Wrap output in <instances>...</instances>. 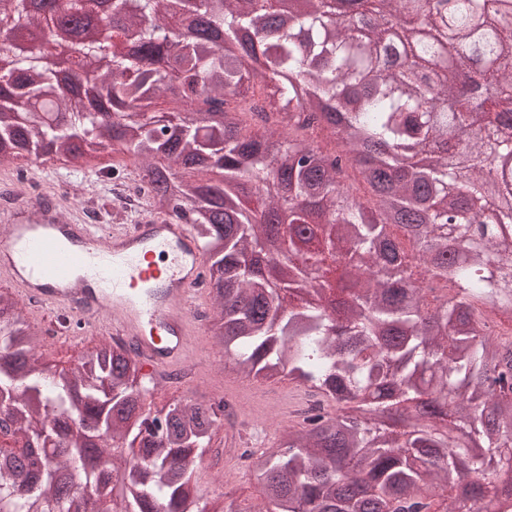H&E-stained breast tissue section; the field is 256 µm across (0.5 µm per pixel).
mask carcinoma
Masks as SVG:
<instances>
[{
    "instance_id": "1",
    "label": "carcinoma",
    "mask_w": 512,
    "mask_h": 512,
    "mask_svg": "<svg viewBox=\"0 0 512 512\" xmlns=\"http://www.w3.org/2000/svg\"><path fill=\"white\" fill-rule=\"evenodd\" d=\"M308 2L302 20L276 26L236 0H192L206 36L171 42L158 33L175 22L163 0H135L136 38L101 58L106 93L80 106L37 55L20 57L0 88V163L107 142L136 160L139 206L114 210L102 192V210L191 216L224 355L245 379L287 375L319 402L282 425L275 448L246 455L273 512H512V462L499 454L512 445V343L490 319H512V176L488 183L489 150L512 156V21L479 31L469 20L482 2L455 0L394 67L391 24L423 0H378L373 37L329 0ZM42 3L33 14L0 0V19L56 24L60 0ZM211 31L245 33L265 70ZM443 51L451 71L423 76L421 60ZM480 58L487 69L459 95L453 72ZM171 90L177 106L150 110ZM38 101L78 133L42 124ZM313 217L356 289L342 314L297 302L271 267L277 243L296 246ZM426 265L431 276H417ZM38 336L0 293V416L24 443L0 450V512L108 496L122 512H207L193 463L226 402L168 403L145 437L151 388L127 348L102 344L50 371ZM86 419L96 434H73Z\"/></svg>"
}]
</instances>
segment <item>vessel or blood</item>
I'll return each mask as SVG.
<instances>
[{"instance_id": "b4317fda", "label": "vessel or blood", "mask_w": 512, "mask_h": 512, "mask_svg": "<svg viewBox=\"0 0 512 512\" xmlns=\"http://www.w3.org/2000/svg\"><path fill=\"white\" fill-rule=\"evenodd\" d=\"M205 273L204 245L185 217L84 224L52 198L19 191L0 210V278L20 302L106 320L147 375L185 359Z\"/></svg>"}]
</instances>
